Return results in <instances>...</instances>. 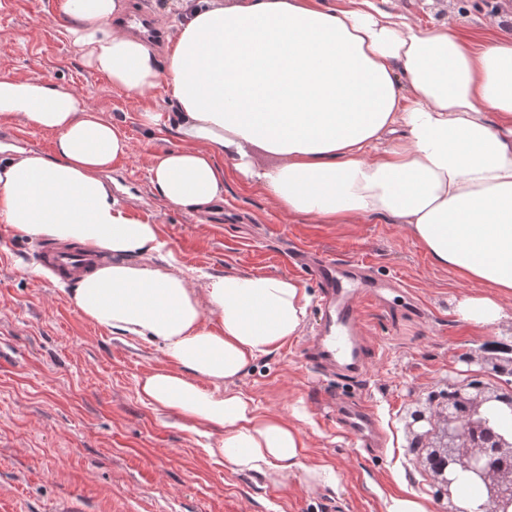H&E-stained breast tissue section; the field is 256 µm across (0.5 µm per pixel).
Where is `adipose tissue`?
<instances>
[{
    "label": "adipose tissue",
    "mask_w": 512,
    "mask_h": 512,
    "mask_svg": "<svg viewBox=\"0 0 512 512\" xmlns=\"http://www.w3.org/2000/svg\"><path fill=\"white\" fill-rule=\"evenodd\" d=\"M165 60L113 24L125 0H58L66 38L92 70L141 95L165 84L178 146L155 155L154 192L200 213L224 202V169L287 213L342 224L381 216L405 225L431 261L485 286L458 316L492 328L512 299V37H462L448 24L396 20L375 0H181ZM56 133L52 155L0 142V217L22 235L74 241L116 261L69 299L90 322L158 346L147 405L221 432L207 452L271 479L301 471V430L259 412L225 383L299 333L310 302L285 275L224 274L196 289L148 263L158 228L113 191L129 140L120 122L45 81L0 77V119ZM261 149L274 166L256 162Z\"/></svg>",
    "instance_id": "adipose-tissue-1"
}]
</instances>
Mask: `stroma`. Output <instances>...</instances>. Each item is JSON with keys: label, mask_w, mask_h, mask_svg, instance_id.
Here are the masks:
<instances>
[{"label": "stroma", "mask_w": 512, "mask_h": 512, "mask_svg": "<svg viewBox=\"0 0 512 512\" xmlns=\"http://www.w3.org/2000/svg\"><path fill=\"white\" fill-rule=\"evenodd\" d=\"M405 20L440 23L473 36L512 35V0H378ZM54 0H0V77L43 79L81 96L116 118L131 152L112 165L118 197L129 213L155 224L163 243L153 260L173 264L204 288L224 273L303 279L312 298L305 323L273 352L260 356L231 388L260 411L297 425L304 461L331 463L336 486H310L302 473L279 482L235 472L206 452L216 431L190 428L143 404L138 383L164 367L161 350L118 336L83 318L68 283L38 261L41 240L18 234L0 219V512H54L70 499L78 512H387L390 498L410 495L429 512H452L454 499H436L427 448L412 449V415L462 380L469 366L484 368L491 389L506 378L493 371L488 345L512 338V301L496 329L469 325L455 313L479 284L435 265L406 227L378 216L345 224L283 212L261 188L224 171L220 212L198 214L168 205L152 191L150 168L160 150L177 146L168 127L147 132L143 109L166 107L164 86L140 95L113 87L69 45ZM54 133L19 120L0 122V142L51 154ZM304 247L344 261L366 262L382 278L405 284L406 298L388 309L362 308L373 348L360 381L331 380L304 359L319 317V288L288 260ZM473 364H466V357ZM366 402L385 440L372 453L336 424L334 403Z\"/></svg>", "instance_id": "35a3bbf8"}]
</instances>
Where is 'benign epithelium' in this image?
<instances>
[{
  "label": "benign epithelium",
  "mask_w": 512,
  "mask_h": 512,
  "mask_svg": "<svg viewBox=\"0 0 512 512\" xmlns=\"http://www.w3.org/2000/svg\"><path fill=\"white\" fill-rule=\"evenodd\" d=\"M497 413L512 415V385L490 392L484 371L472 369L463 383L448 381L429 412L414 415L417 442L441 427L443 443L431 451L434 497L472 482L486 495L479 512H512V432L501 431Z\"/></svg>",
  "instance_id": "1"
}]
</instances>
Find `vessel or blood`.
<instances>
[{
	"instance_id": "obj_1",
	"label": "vessel or blood",
	"mask_w": 512,
	"mask_h": 512,
	"mask_svg": "<svg viewBox=\"0 0 512 512\" xmlns=\"http://www.w3.org/2000/svg\"><path fill=\"white\" fill-rule=\"evenodd\" d=\"M307 274L313 278L322 297L320 323L313 338L310 363L326 373L361 379L370 359L368 347L359 337L362 303L385 301L387 290L367 268L356 263L323 255L305 256L296 252ZM40 262L64 282L89 276L99 259L86 250L70 245L42 246ZM339 427L361 444H370L376 434V422L366 408H347L340 412Z\"/></svg>"
}]
</instances>
